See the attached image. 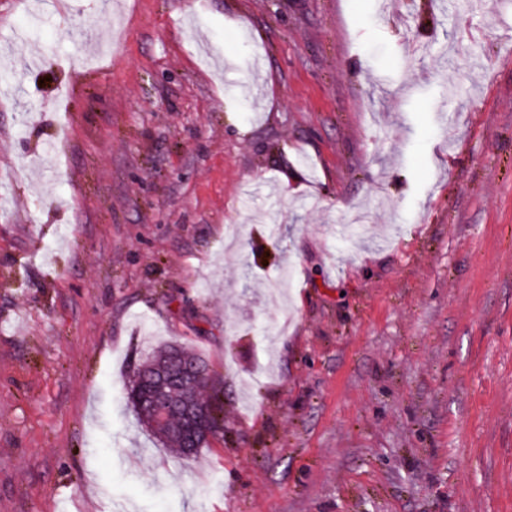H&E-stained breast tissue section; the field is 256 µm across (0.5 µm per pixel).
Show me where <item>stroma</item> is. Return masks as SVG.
<instances>
[{
    "instance_id": "35a3bbf8",
    "label": "stroma",
    "mask_w": 512,
    "mask_h": 512,
    "mask_svg": "<svg viewBox=\"0 0 512 512\" xmlns=\"http://www.w3.org/2000/svg\"><path fill=\"white\" fill-rule=\"evenodd\" d=\"M0 512H512V0H0ZM174 358H178L179 362L192 364L185 371H183L185 369L183 363H175L169 369L161 371L152 389L149 390V380L144 377L168 367ZM205 364L206 361L200 354L188 350L181 344L167 343L152 348L144 358L139 360L132 370L129 381L128 405L135 413L140 427L151 433L161 444L183 457L182 448L186 457L195 452L197 438L204 437L212 440L218 434L217 429L211 426L209 413L204 409L213 413L216 425L220 429L215 417V408L208 401L200 399L201 390L197 394V385L208 378ZM142 378L144 379L141 380ZM139 380L141 381L135 385L134 393L142 394L141 402L148 408L142 406L130 393V389ZM196 394L197 404L204 409L196 404ZM148 409L157 420H163L168 416L181 420L180 432L186 442V448L184 440L177 432L180 421L170 418L153 426L150 423L151 414Z\"/></svg>"
}]
</instances>
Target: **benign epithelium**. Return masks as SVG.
I'll return each mask as SVG.
<instances>
[{"instance_id": "1", "label": "benign epithelium", "mask_w": 512, "mask_h": 512, "mask_svg": "<svg viewBox=\"0 0 512 512\" xmlns=\"http://www.w3.org/2000/svg\"><path fill=\"white\" fill-rule=\"evenodd\" d=\"M208 378L207 365L192 363L185 366L176 363L160 372L154 385L143 379L135 386L134 392L141 393V402L158 420L174 416L181 420L180 432L186 442L185 456L195 452L199 437L211 440L218 434L211 426L210 415L195 401L197 385Z\"/></svg>"}]
</instances>
